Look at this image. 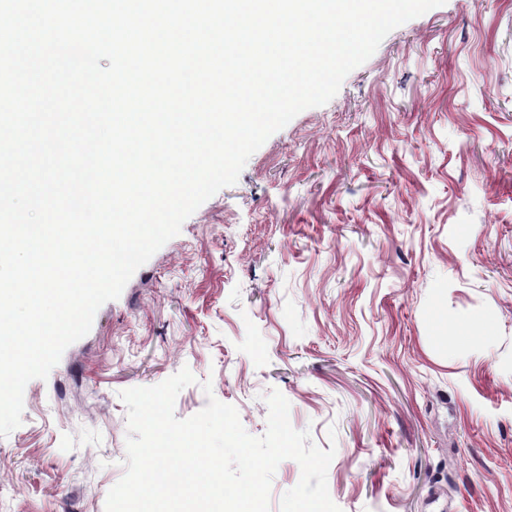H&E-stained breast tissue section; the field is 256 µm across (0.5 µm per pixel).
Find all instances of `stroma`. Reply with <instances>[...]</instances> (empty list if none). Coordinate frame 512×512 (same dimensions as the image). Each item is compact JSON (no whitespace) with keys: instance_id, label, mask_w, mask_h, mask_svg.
Here are the masks:
<instances>
[{"instance_id":"35a3bbf8","label":"stroma","mask_w":512,"mask_h":512,"mask_svg":"<svg viewBox=\"0 0 512 512\" xmlns=\"http://www.w3.org/2000/svg\"><path fill=\"white\" fill-rule=\"evenodd\" d=\"M184 368L176 418L256 437L279 390L342 512H512V0L394 29L187 218L27 384L0 512H105L120 392Z\"/></svg>"}]
</instances>
